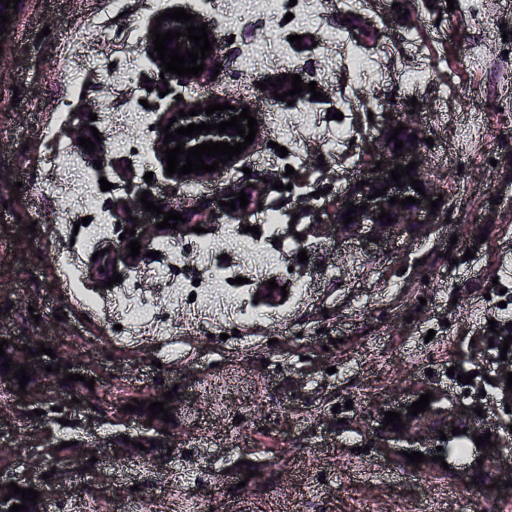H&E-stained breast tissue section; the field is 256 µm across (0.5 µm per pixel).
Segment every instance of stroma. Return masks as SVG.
I'll use <instances>...</instances> for the list:
<instances>
[{
    "label": "stroma",
    "mask_w": 512,
    "mask_h": 512,
    "mask_svg": "<svg viewBox=\"0 0 512 512\" xmlns=\"http://www.w3.org/2000/svg\"><path fill=\"white\" fill-rule=\"evenodd\" d=\"M172 8L199 15L223 43L219 75L162 84L148 59L150 31ZM293 35L302 48L290 43ZM473 46L484 65L469 57ZM285 73L316 82L322 100L267 101L260 81ZM196 99L250 108L259 147L224 177L171 180L151 150L154 128L178 101ZM389 102L412 112L434 140L424 149L427 177L454 201L448 222L367 248L314 240L304 263L262 232L268 278L226 297V233L259 225L269 210L306 233L315 209L368 171ZM331 110L338 119L328 118ZM88 121L102 138L91 153L69 136L70 126ZM472 125L482 142L465 138ZM283 178L289 189H273ZM104 180L111 190H101ZM250 183L261 191L258 204L226 218L220 200ZM145 191L190 215L193 227L157 258L146 244L133 266L117 264L123 287L151 311L143 321L122 313L115 288L96 286L89 270L93 254L117 246L124 231L115 203ZM0 203V306L10 308L0 332L44 337L73 373L110 374L98 390L116 407L189 386L174 454L161 468L145 456L114 465L109 446L136 432V421L118 426L106 414L82 426L73 391L51 398L61 421L11 417L0 473L50 474L46 512H84L91 498L106 512L147 504L152 512H512V458L495 466L498 492L467 497L456 471L428 476L381 458L364 427L367 415L436 389L448 404L482 408L479 425L512 436L501 393L480 396L447 374L486 370L482 323L499 302L512 308V0H464L452 11L447 0H363L356 11L344 0H210L206 8L200 0H19L0 43ZM85 216L104 234L90 240L75 231ZM198 225L213 241L204 253ZM230 256L235 265L252 260ZM270 278L289 288L303 283L301 296L256 300ZM193 279L237 308L238 320L206 330L178 322V308L191 306L184 286ZM146 325L160 335L117 338V327ZM207 379L218 381L220 405L200 393ZM72 440L94 449L95 463L74 479L53 476L67 457L61 442ZM244 460L260 485L238 487ZM185 464L194 480L174 482Z\"/></svg>",
    "instance_id": "stroma-1"
}]
</instances>
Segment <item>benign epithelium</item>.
<instances>
[{
  "mask_svg": "<svg viewBox=\"0 0 512 512\" xmlns=\"http://www.w3.org/2000/svg\"><path fill=\"white\" fill-rule=\"evenodd\" d=\"M241 113V109L226 110L221 114L213 113L208 116L202 112L196 116L180 117L178 112L167 113V118L164 119L163 124H171V129L175 130L180 126H187L191 123L199 124L205 123H219L226 121L234 115ZM177 117V122L170 123V118ZM402 123L406 129L398 134V139L404 142V147L395 149V142L388 141L391 136L390 129L397 127V124ZM185 147H194L203 142H228L233 144L235 142H242L244 138L227 134H219L217 131H212L208 134H200L196 137L189 138L183 137ZM422 136L420 131L415 127L410 119L409 114L397 112L391 114L388 119V124L384 128L381 146L378 152V159L382 160L381 170L370 173L367 177L368 186L360 188L356 185H351L348 191L342 197V202L338 203L333 215V224H312L310 225L309 233L318 234L320 231L333 227L341 234L350 239H356L362 243H369L374 239L378 242H388L399 238L405 234L408 235H422L432 225L438 223V219L442 211L449 209L450 198L443 197V202L439 204V210L435 213H430L428 200L424 199L419 192L415 191L411 185L407 184L408 177L412 176L416 179L423 181L421 187L425 190V194L432 196L436 200L439 197V192L432 186V184L424 179V163L425 158L421 151ZM254 146L247 147L241 155L233 158V160L219 164V169L212 173H201L195 175L193 173L187 175L189 179H211L219 177L224 174V170L230 166L245 162L252 155ZM415 160L419 162V166L410 170V176L402 177L401 181L406 183V186L398 188L395 183L390 180L389 171L395 168V165L401 164L406 166L410 161ZM388 187L386 194L375 199L370 198V195L383 187ZM397 196L399 199H404L408 196L415 197L420 200V203L413 205H406L401 207L398 204H391L389 200L391 197ZM349 200L358 206H366L363 211H356L355 216L357 220L345 225L343 224V213L347 211L348 206L344 205V201ZM390 212L394 222L387 223V220H378L376 216L379 215L381 210ZM8 347L13 361L22 366L28 365L30 380L26 384V392L19 391L20 384L14 380V375L10 372L0 370V393L7 396V402L0 405V421L3 420L4 411L9 410L13 413H18V407L23 404H44L48 401V396L52 394L57 388L63 387L70 388V382H65V385H59V381L63 380L64 376L70 373V369L66 368V361L60 358H51L46 354L36 357L30 356V352L37 349V342L40 338L37 336H8ZM31 347L29 351L21 350L22 345ZM50 365L52 367H60V371L46 372L44 367ZM401 412L402 422L405 427L395 429H380L383 422L376 423L374 433L377 438V447L383 449L384 452L393 454L395 449L407 444L413 446L417 443L424 442H437L440 440V433L447 435L452 433V427L460 426L461 420L458 414L447 410L442 406H437L433 403L429 404L427 411L420 413L416 416L408 414L407 408L399 409ZM150 412L147 406H141V410L134 413L135 419L140 431L138 434L129 438V443L119 447L112 448V460L115 463H120L126 458L137 456L144 453L152 458V460L159 466L166 464L169 455H167L168 447L172 446V436L174 431L175 422H165L162 418L149 419ZM138 442L147 447L146 451H141L132 445V442ZM16 483L21 488H30L36 486V482L24 477L18 476L12 480L4 481L0 479V512H9L10 506L21 503V496L15 495L9 500H3V497L10 493L7 485Z\"/></svg>",
  "mask_w": 512,
  "mask_h": 512,
  "instance_id": "obj_1",
  "label": "benign epithelium"
}]
</instances>
